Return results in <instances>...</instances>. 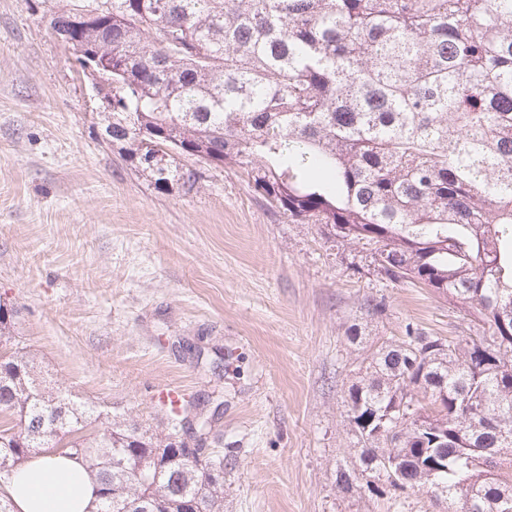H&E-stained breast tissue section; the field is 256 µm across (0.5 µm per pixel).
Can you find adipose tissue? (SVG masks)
I'll return each instance as SVG.
<instances>
[{
	"label": "adipose tissue",
	"mask_w": 512,
	"mask_h": 512,
	"mask_svg": "<svg viewBox=\"0 0 512 512\" xmlns=\"http://www.w3.org/2000/svg\"><path fill=\"white\" fill-rule=\"evenodd\" d=\"M6 491L17 512H97L95 485L77 460L42 456L19 467Z\"/></svg>",
	"instance_id": "obj_1"
}]
</instances>
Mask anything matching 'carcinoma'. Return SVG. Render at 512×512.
Segmentation results:
<instances>
[{
  "label": "carcinoma",
  "mask_w": 512,
  "mask_h": 512,
  "mask_svg": "<svg viewBox=\"0 0 512 512\" xmlns=\"http://www.w3.org/2000/svg\"><path fill=\"white\" fill-rule=\"evenodd\" d=\"M52 33L109 87L104 141L158 189L182 156L240 168L296 223L373 247L393 281L469 306L479 341L412 330L346 395V492L512 512V0H90ZM14 309L0 303V343ZM0 353V464L82 459L97 512H224V463L112 420ZM387 417L373 435L366 419Z\"/></svg>",
  "instance_id": "cac0c4a2"
}]
</instances>
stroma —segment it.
I'll list each match as a JSON object with an SVG mask.
<instances>
[{"label":"stroma","mask_w":512,"mask_h":512,"mask_svg":"<svg viewBox=\"0 0 512 512\" xmlns=\"http://www.w3.org/2000/svg\"><path fill=\"white\" fill-rule=\"evenodd\" d=\"M52 1L81 2L0 0V302L42 378L161 434L153 396L181 387L186 429L203 411L224 460V512H437L422 492L339 488L357 446L346 390L406 329L486 326L388 279L368 246L289 221L239 168L185 156L193 187L154 188L104 142L92 81L48 28Z\"/></svg>","instance_id":"1"}]
</instances>
